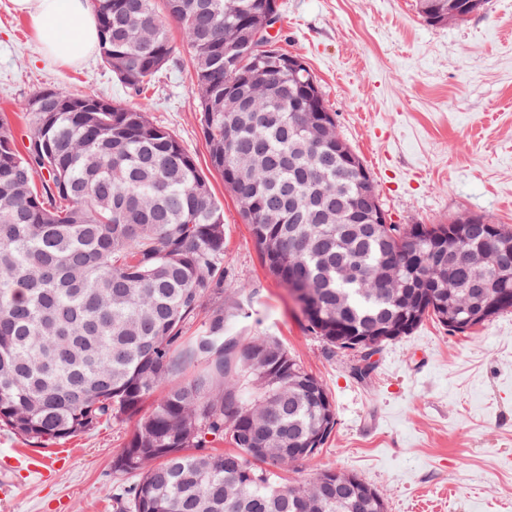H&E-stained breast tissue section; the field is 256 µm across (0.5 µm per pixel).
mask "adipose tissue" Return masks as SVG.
I'll return each mask as SVG.
<instances>
[{"label":"adipose tissue","mask_w":512,"mask_h":512,"mask_svg":"<svg viewBox=\"0 0 512 512\" xmlns=\"http://www.w3.org/2000/svg\"><path fill=\"white\" fill-rule=\"evenodd\" d=\"M26 15L47 56L80 62L98 44L97 21L85 0H13Z\"/></svg>","instance_id":"1"}]
</instances>
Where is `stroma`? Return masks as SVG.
<instances>
[{
  "instance_id": "35a3bbf8",
  "label": "stroma",
  "mask_w": 512,
  "mask_h": 512,
  "mask_svg": "<svg viewBox=\"0 0 512 512\" xmlns=\"http://www.w3.org/2000/svg\"><path fill=\"white\" fill-rule=\"evenodd\" d=\"M278 43L316 75L337 130L362 158L389 223L444 224L461 213L512 226V0L431 26L414 0H278ZM187 46L137 102L207 170L224 208V271L259 289L243 336H275L325 386L336 425L319 454L283 471L299 484L352 473L386 512H512V311L463 333L427 319L383 345L359 376V354L302 328L287 290L265 270L221 176L209 169ZM52 87L124 102L98 55L77 65L44 55L29 19L0 0V120L29 133L26 104ZM131 422L56 443L0 426V475L11 512H113L112 459ZM57 456L35 473L21 452Z\"/></svg>"
}]
</instances>
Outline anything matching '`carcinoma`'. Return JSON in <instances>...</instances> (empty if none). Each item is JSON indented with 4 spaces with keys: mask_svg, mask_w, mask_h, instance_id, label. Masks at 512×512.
<instances>
[{
    "mask_svg": "<svg viewBox=\"0 0 512 512\" xmlns=\"http://www.w3.org/2000/svg\"><path fill=\"white\" fill-rule=\"evenodd\" d=\"M464 0H415L418 15ZM269 0H91L98 51L113 77L139 96L178 54L179 26L199 91L196 107L211 168L240 203L268 272L305 290L301 323L336 348L407 316L405 287L426 299V317L447 325L431 301L459 318L475 301L512 311V273L485 262L457 267L433 256L446 224H382L371 236L355 209L379 202L367 168L344 140L306 123L311 102L276 41L246 42L240 20ZM251 106L224 98L244 76ZM44 112L28 111V144L0 123V425L36 442L68 440L100 425L135 420L112 473L115 512H355V494L329 490L336 471L291 486L280 469L313 459L336 425L332 397L273 336L245 338L224 314V210L209 177L139 104L44 88ZM94 102L98 109L81 112ZM417 231L412 249L401 242ZM467 248L496 242L478 232ZM398 270L399 295L374 274ZM215 301L203 329H185ZM467 330L463 326L457 329ZM186 374L154 400L170 379ZM227 441L232 450L219 452Z\"/></svg>",
    "mask_w": 512,
    "mask_h": 512,
    "instance_id": "carcinoma-1",
    "label": "carcinoma"
}]
</instances>
